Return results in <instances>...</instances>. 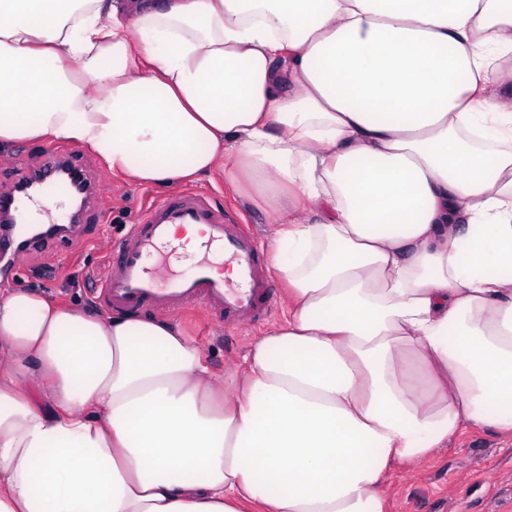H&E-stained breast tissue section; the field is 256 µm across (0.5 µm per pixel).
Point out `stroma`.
Segmentation results:
<instances>
[{
	"mask_svg": "<svg viewBox=\"0 0 512 512\" xmlns=\"http://www.w3.org/2000/svg\"><path fill=\"white\" fill-rule=\"evenodd\" d=\"M48 149L45 143H22L9 159H0V192L10 190L18 170L42 165ZM67 149L97 178V205L85 226L53 244L29 250L8 285L88 307L93 298L87 280L100 276L106 251L126 235L145 202L167 195L168 190L120 185L93 151L72 143ZM194 187L209 192L216 203L229 207L258 236H265L264 213L242 203L222 178L206 176ZM284 310L283 295L278 292L270 314L247 325L229 326L198 311L175 316L173 322L189 342L204 349L211 369L221 374L240 364L251 342L281 320ZM386 496L388 512H512V440L483 429L467 431L421 469L393 472Z\"/></svg>",
	"mask_w": 512,
	"mask_h": 512,
	"instance_id": "obj_1",
	"label": "stroma"
}]
</instances>
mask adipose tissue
I'll return each instance as SVG.
<instances>
[{
	"mask_svg": "<svg viewBox=\"0 0 512 512\" xmlns=\"http://www.w3.org/2000/svg\"><path fill=\"white\" fill-rule=\"evenodd\" d=\"M219 173L286 312L211 372L167 318L0 293V512H386L512 438V0H0V152Z\"/></svg>",
	"mask_w": 512,
	"mask_h": 512,
	"instance_id": "adipose-tissue-1",
	"label": "adipose tissue"
}]
</instances>
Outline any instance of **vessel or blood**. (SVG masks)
<instances>
[{"mask_svg":"<svg viewBox=\"0 0 512 512\" xmlns=\"http://www.w3.org/2000/svg\"><path fill=\"white\" fill-rule=\"evenodd\" d=\"M64 160L58 150H49L45 169L55 175L50 191L43 193L35 187L0 194V212L15 214L31 209L41 194L54 204L53 209L43 212L47 223H60L57 207L75 192L72 178L55 174ZM185 227L198 228L203 247L220 252L224 264L234 269L233 280L215 277L213 264L206 258L195 260L191 275L158 276L173 229ZM262 254L258 238L226 217L223 207L210 195L182 190L147 207L128 237L113 246L98 301L110 310L150 307L180 312L199 308L229 325L251 321L265 316L274 298V286L261 266Z\"/></svg>","mask_w":512,"mask_h":512,"instance_id":"vessel-or-blood-1","label":"vessel or blood"}]
</instances>
